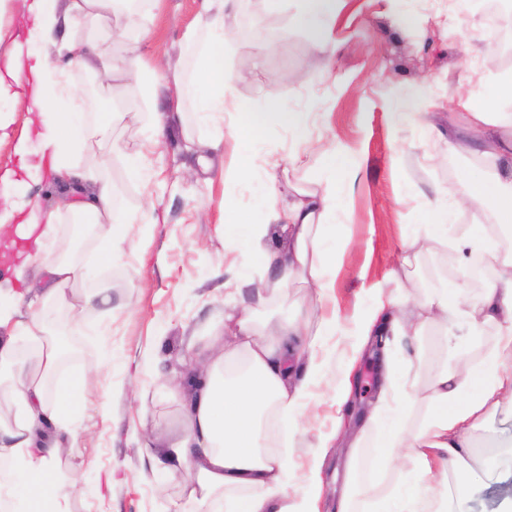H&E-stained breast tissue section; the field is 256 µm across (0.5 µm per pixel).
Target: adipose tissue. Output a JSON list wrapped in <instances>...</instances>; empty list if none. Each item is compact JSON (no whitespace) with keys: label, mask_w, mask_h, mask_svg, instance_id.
<instances>
[{"label":"adipose tissue","mask_w":512,"mask_h":512,"mask_svg":"<svg viewBox=\"0 0 512 512\" xmlns=\"http://www.w3.org/2000/svg\"><path fill=\"white\" fill-rule=\"evenodd\" d=\"M294 21L313 31V47L337 56L336 42L319 36L325 19L338 0H300ZM137 0H22L21 10L32 20L25 36L26 49H15L0 61V99L29 95L31 113L39 127L42 156L62 182H77L85 189L81 199H65L60 210L90 216L95 261L84 263L57 257L47 243L55 233L60 210L32 202L24 219L15 210H0V232H14L34 244L21 255L16 278H24L30 265H40L45 297L72 310L104 298L107 287L78 293L75 285L97 277L121 259L127 246L126 217L117 211L115 190L107 175L113 154H120L129 171L148 175L144 154L118 146L112 139L117 113L93 116L71 98L68 77L54 59L68 57L75 66L96 73L100 93L111 97L117 79L142 82L151 69L137 42H130L121 58L100 54L95 41L99 28L126 37L133 25ZM237 0H203V13L190 38L196 44L195 110L205 115L221 109L232 90L224 73V47L231 38L224 25L225 10ZM449 102L463 109L464 139L448 143L451 152L468 149L478 140L489 163L512 154V113L473 112L470 97L449 92ZM245 131H234L238 164L234 181H251L252 159L258 136L274 127L291 131L297 144L309 142L310 115L270 104L263 112L244 116ZM279 162L267 160L258 207L264 221L243 220L224 227V236L244 244L257 263L275 270L274 281L254 282L243 273L229 272L224 282V303L229 312L224 330L214 337L207 353L198 356L189 378L190 391L182 400L183 429L168 447L153 449L156 470L186 471V498L173 502L172 512H311L315 497L298 505L288 503V456L273 451L270 430L276 419L303 415L309 389L317 381L320 365L315 352L325 337L335 335L336 316H315L336 286L337 243L347 241L349 226L345 196L337 184L353 181L358 163L341 149L321 159L313 173L314 187L297 185L291 200H282L275 170ZM324 192H317V185ZM462 206L492 216L501 236L493 238L476 229L448 231L449 205L439 192L419 203L422 221L406 244L402 264L430 242L449 246L460 269H468L475 256L495 267V278L478 300L464 287L426 297L421 313L437 323L461 321L472 335L493 328L495 339L480 354H466L461 370L439 371L431 381L430 410L417 427L405 417L388 423L379 433L383 453L379 469L399 468V449H407L412 464L404 481L391 495L356 502L352 488H344L336 512H454L470 500L479 474L473 463L479 449L496 448L512 456V177L490 174L469 186ZM282 223L288 245L267 243L270 222ZM250 288V302L239 301ZM25 296L12 287H0V512H67L81 476L77 468H64V444L73 439L69 399L85 394L91 384L87 373L57 379L63 350L39 311L20 314ZM282 307L281 316L268 312ZM497 430H489L492 420Z\"/></svg>","instance_id":"ef3b65f1"}]
</instances>
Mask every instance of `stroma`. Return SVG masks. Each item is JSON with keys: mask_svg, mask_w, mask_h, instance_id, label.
Listing matches in <instances>:
<instances>
[{"mask_svg": "<svg viewBox=\"0 0 512 512\" xmlns=\"http://www.w3.org/2000/svg\"><path fill=\"white\" fill-rule=\"evenodd\" d=\"M202 4L147 0L137 19L141 53L163 68L153 74L151 92L133 82L114 89L112 109L125 115L112 129L114 139L141 143L144 125L158 111L167 117L168 141L164 152L149 154L158 176L148 184L132 178L120 156L112 158L118 210L134 222L126 227L125 258L106 272L111 315L79 318L61 307L43 309L71 353L60 373L83 369L95 377L94 391L78 400L74 413L80 436L67 461L79 467L84 480L69 512H169L181 493L180 481L151 475L144 445L167 447L180 427L182 408L162 378L182 373L223 322L225 268L256 265L242 245L224 237L225 223L244 214L261 218L255 190L227 178L238 162L234 142L211 145L240 109L259 112L274 100L291 109L328 113L326 126L314 128L313 148L302 164L287 158L293 145L287 130H269L258 145V158H279L280 189L301 182L334 146L359 162L356 180L344 188L351 238L339 246L336 286L323 307L324 313L337 314L341 329L319 353L323 379L299 432L289 436L282 423L274 430L276 445L291 450L290 500L299 501L313 475L321 489L319 512H334L346 483L362 497L382 491L376 483L382 451L374 430H367L354 458L345 443L318 445L336 425L346 367H353L367 400L377 398V357L357 334L375 294L398 296L407 283L414 302L459 285L476 297L496 275L491 268L479 278L459 270L450 249L436 243L412 266L401 267L419 221L416 199L436 188L456 200L468 185L485 179L479 154L449 152L447 141L407 122L403 105L418 93L428 94L443 127L447 91H472L474 109L485 110V89L512 74V8L504 9L500 31L483 47L469 40L472 29L486 25L480 0L468 9L457 0H342L336 15L323 23L325 34L342 47L328 75L311 49L310 33L292 20L298 0H282L276 11L268 10L265 0H240L225 19L233 32L224 53L232 95L223 111L201 122L194 110V51L185 35L196 27ZM29 106L24 97L0 104V172L15 173L14 183L0 189V207L36 201L52 210L67 194V184L47 176L27 178L15 151L18 142H26L28 159H38ZM492 339L489 331L469 340L456 327L428 322L420 335L390 342L396 382L409 398V420L426 411L430 382L438 371L455 366L456 349L475 350ZM480 458L485 486L472 512H494L493 494L508 479L497 450L481 449Z\"/></svg>", "mask_w": 512, "mask_h": 512, "instance_id": "stroma-1", "label": "stroma"}]
</instances>
